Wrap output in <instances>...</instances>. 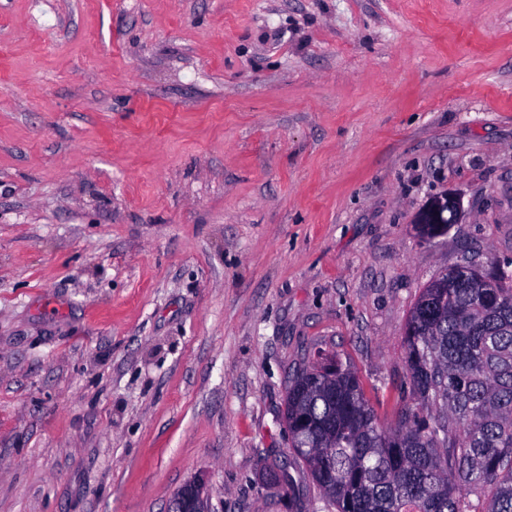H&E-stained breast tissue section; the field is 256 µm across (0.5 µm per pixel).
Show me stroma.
I'll use <instances>...</instances> for the list:
<instances>
[{
	"label": "stroma",
	"mask_w": 512,
	"mask_h": 512,
	"mask_svg": "<svg viewBox=\"0 0 512 512\" xmlns=\"http://www.w3.org/2000/svg\"><path fill=\"white\" fill-rule=\"evenodd\" d=\"M456 194L431 241L415 219ZM512 262V0H0V512H324L283 424L380 419L448 267ZM170 512H213L204 492V482L195 479L183 485L169 502Z\"/></svg>",
	"instance_id": "obj_1"
}]
</instances>
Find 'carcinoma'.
Instances as JSON below:
<instances>
[{
  "instance_id": "carcinoma-1",
  "label": "carcinoma",
  "mask_w": 512,
  "mask_h": 512,
  "mask_svg": "<svg viewBox=\"0 0 512 512\" xmlns=\"http://www.w3.org/2000/svg\"><path fill=\"white\" fill-rule=\"evenodd\" d=\"M404 339L409 397L376 415L337 361L288 380L285 422L327 512H512V275L421 290ZM481 502L472 507L470 496Z\"/></svg>"
}]
</instances>
